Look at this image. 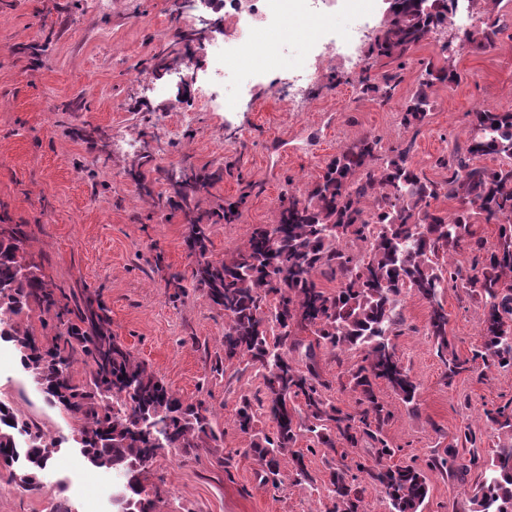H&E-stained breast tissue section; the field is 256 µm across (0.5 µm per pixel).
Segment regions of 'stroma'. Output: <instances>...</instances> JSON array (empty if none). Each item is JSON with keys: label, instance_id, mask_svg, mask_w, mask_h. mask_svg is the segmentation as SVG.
Here are the masks:
<instances>
[{"label": "stroma", "instance_id": "stroma-1", "mask_svg": "<svg viewBox=\"0 0 512 512\" xmlns=\"http://www.w3.org/2000/svg\"><path fill=\"white\" fill-rule=\"evenodd\" d=\"M71 2L0 0V224L28 225L46 278L61 288L99 292L114 334L174 391L212 410L222 435L218 447L191 454L167 448L149 467L144 495H161L159 512H326L328 464L323 453H310L308 435H300L296 446L306 453L314 483L297 484L285 460L276 485L260 484L251 438L236 428L234 416L242 396L256 395L261 380L246 361L219 363L224 317L201 292L169 301L168 274L189 264L184 218L176 209H153L127 169L146 149L161 170L184 160L214 167L239 161L238 176L216 184L201 205L216 259L241 245L254 225L272 223L281 195L305 191L326 159L360 135L376 136L385 147L414 140V164L444 180L447 172L435 161L465 140L467 112L512 111V0L499 6L508 29L493 48L475 51L455 30L439 32L400 70L386 103L360 94L347 107L334 80L343 67L328 59L300 112L289 111L277 93L311 64L315 32L305 20L290 22L282 36H259L244 51V62L257 63L284 39L288 51L277 69L248 94H236L229 80L216 86L224 109L208 112L198 107L207 52L163 74L150 69L179 27L172 0H112L108 10L94 0L76 8ZM448 56L459 83L435 86L427 120L404 127L401 106L423 62ZM186 75L193 78L187 85L181 82ZM191 109L194 122L178 126L180 114ZM236 200L238 221L219 220V206ZM159 252L166 258L162 271L154 266ZM442 302L457 350L471 355L482 343L475 301L465 289L450 288ZM400 306L405 324L394 342L418 385L419 410L409 411L379 385L380 399L394 413L385 436L398 449L397 461L424 469L425 512H472L474 474L445 473L426 463L459 445L467 427L483 439V460L497 445L512 444V431L485 416L512 400V369L477 364L446 382L426 334L427 304L408 292ZM0 397L63 438L38 490H24L0 473V512H115L123 477L82 457L74 421L46 404L14 347L3 342Z\"/></svg>", "mask_w": 512, "mask_h": 512}]
</instances>
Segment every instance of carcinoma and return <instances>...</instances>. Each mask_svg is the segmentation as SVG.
Returning a JSON list of instances; mask_svg holds the SVG:
<instances>
[{
    "label": "carcinoma",
    "instance_id": "carcinoma-1",
    "mask_svg": "<svg viewBox=\"0 0 512 512\" xmlns=\"http://www.w3.org/2000/svg\"><path fill=\"white\" fill-rule=\"evenodd\" d=\"M456 0H393L381 33L368 45L372 65L403 64L429 32L448 26ZM481 25L466 35L467 46L484 51L495 46L504 23L499 0H483ZM184 60L164 48L153 57V69ZM460 78L453 61L427 64L425 78L405 102L402 122L421 125L431 108L432 88ZM394 76L384 73L358 80L360 93L390 99ZM468 135L455 143L436 165L448 170L437 182L414 165V140L383 149L380 139L361 135L340 146L303 194L279 199L270 224L255 227L243 244L222 260L209 256L207 227L200 202L224 179V166L192 165L163 170L169 193L155 194L144 184L155 170L151 153L131 164L142 195L151 206L178 207L186 221L184 245L189 270L169 274V299L184 298L188 288L202 292L224 315V361L247 360L262 379V396L243 397L235 424L253 435V402L266 405L275 424L253 439L251 451L261 465L260 482L276 484L279 465L288 456L298 484L314 482L305 452L293 449L309 433L333 466L327 479L328 512H365L367 486H379L390 512H424L428 486L413 465L388 464L396 455L384 438L392 411L375 393L386 383L403 403L415 405L417 385L408 370L398 371L393 337L405 323L400 298L413 292L428 304L427 335L446 367L445 377L471 369L476 361L512 367V112L488 108L466 113ZM486 156L504 163L480 164ZM445 198L453 211L431 208ZM477 224L497 225L496 242L475 231ZM33 237L25 224H0V341L14 345L23 369L42 387L48 402L77 424L75 442L98 468L126 479L124 499L134 512H157L159 499L142 497L147 468L165 448L196 452L217 447L211 411L188 401L167 386L112 333V318L87 289L66 293L48 281L32 252ZM473 254L470 266L453 261L461 250ZM338 284L335 291L321 280ZM464 288L478 307L483 344L461 356L448 336V312L441 297L448 287ZM39 311L41 331L31 322ZM309 332L305 368L290 353ZM324 347L341 364L351 349L361 362L327 379L315 361ZM84 377L75 376L76 366ZM359 393L355 412H344L325 395L332 385ZM489 419L512 431V401L488 412ZM25 435L27 440L18 441ZM366 443L370 460L354 456ZM59 446L52 432L40 427L9 400L0 398V469L23 489L40 485L41 476ZM459 449L429 460L428 467L448 471ZM472 502L475 512H512V447L493 450L488 466L479 455Z\"/></svg>",
    "mask_w": 512,
    "mask_h": 512
}]
</instances>
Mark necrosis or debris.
<instances>
[{
  "label": "necrosis or debris",
  "instance_id": "necrosis-or-debris-1",
  "mask_svg": "<svg viewBox=\"0 0 512 512\" xmlns=\"http://www.w3.org/2000/svg\"><path fill=\"white\" fill-rule=\"evenodd\" d=\"M365 0H252L248 15H240L239 0H224V14L230 21L222 35L211 38L209 54L211 68L207 85L201 86L200 97L207 110L220 111L221 103L213 96L210 84L223 83L224 79H234L239 87L247 88L276 68L277 55L267 56L259 66L241 62L243 50L251 45L255 35L263 30H277L294 18L316 12L343 14L344 25L337 38L317 39L312 43V51L317 61L333 56L347 65L348 76L358 75L364 67V59L356 52L358 44L365 36V21L368 14Z\"/></svg>",
  "mask_w": 512,
  "mask_h": 512
}]
</instances>
